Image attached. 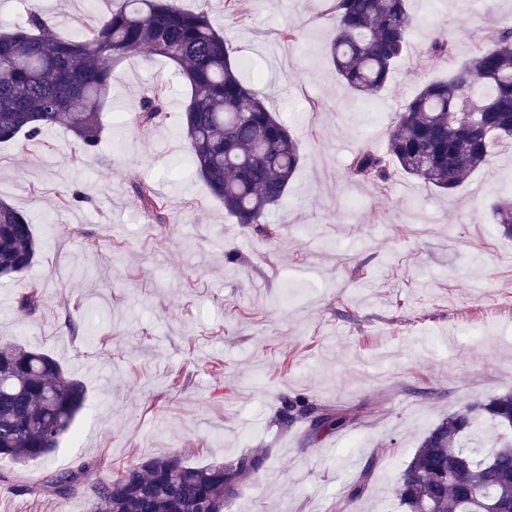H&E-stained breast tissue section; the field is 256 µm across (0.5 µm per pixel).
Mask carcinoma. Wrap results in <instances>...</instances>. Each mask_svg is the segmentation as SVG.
I'll return each instance as SVG.
<instances>
[{
    "label": "carcinoma",
    "instance_id": "obj_1",
    "mask_svg": "<svg viewBox=\"0 0 512 512\" xmlns=\"http://www.w3.org/2000/svg\"><path fill=\"white\" fill-rule=\"evenodd\" d=\"M328 54L343 84L369 98L380 93L407 50L413 25L408 0H335ZM148 52L176 66L187 89L179 125L190 160L210 196L236 223L262 224L288 194L300 153L288 126L270 112L264 95L245 80L224 34L205 11L182 9L177 0H124L74 37H63L52 18L30 13L21 25L0 26V143L37 137L59 127L77 144L82 164L103 133L101 112L109 99L112 67ZM474 114L464 120L463 107ZM168 120L162 95L142 89L138 127ZM512 142V31L490 41L476 38L472 56L442 81L425 82L399 109L383 151L363 146L349 164L363 183L387 180L392 170L420 179L440 192L456 190L491 161L493 150ZM132 193L158 224L167 202L153 183L137 180ZM493 215L512 236V199L493 204ZM40 241L21 210L0 200V277L28 272ZM34 283L16 300L24 315L42 304ZM86 402L83 383L65 374L47 353L16 341H0V459L30 463L47 459L68 433ZM303 397L287 401V417L312 413ZM484 414L512 429V392L451 412L420 442L400 472L394 494L406 512H479L486 499L512 500V440L484 455L473 424ZM314 430L343 428L347 417L322 413ZM262 453L236 462L193 466L178 453L147 458L119 475L98 480L97 461L47 472L22 484L10 470L0 483L32 497L90 494V512H224L255 474L246 467ZM372 467L350 486L348 499L367 490Z\"/></svg>",
    "mask_w": 512,
    "mask_h": 512
}]
</instances>
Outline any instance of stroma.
<instances>
[{
    "mask_svg": "<svg viewBox=\"0 0 512 512\" xmlns=\"http://www.w3.org/2000/svg\"><path fill=\"white\" fill-rule=\"evenodd\" d=\"M119 0H0V25L37 11L78 33ZM207 11L236 60L260 78L290 126L300 162L265 223H235L189 160L177 119L187 93L169 60L143 53L112 70L104 132L73 165L61 128L0 143V199L41 242L32 269L0 279V339L53 356L87 388L74 434L47 470L99 461L106 480L140 460L189 464L265 453L267 466L224 512H343L365 466L355 512H401L394 486L423 436L461 407L512 391V237L492 206L512 195V143L445 194L397 172L379 186L347 168L384 149L400 105L473 53L472 34L512 28V0H410L405 58L377 96L345 88L326 52L333 0H179ZM293 28L298 38L286 41ZM455 52L433 57V30ZM161 88L171 119L131 118L143 87ZM153 182L170 220L154 223L130 182ZM41 308L19 313L29 283ZM303 395L345 413L336 432L282 423ZM88 512L86 493L36 499L0 485V512Z\"/></svg>",
    "mask_w": 512,
    "mask_h": 512,
    "instance_id": "1",
    "label": "stroma"
}]
</instances>
